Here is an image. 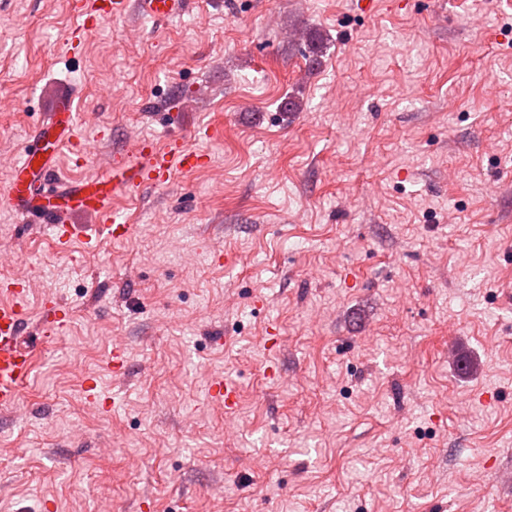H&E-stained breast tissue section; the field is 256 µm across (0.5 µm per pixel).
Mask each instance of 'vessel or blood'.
Listing matches in <instances>:
<instances>
[{"label": "vessel or blood", "instance_id": "vessel-or-blood-1", "mask_svg": "<svg viewBox=\"0 0 512 512\" xmlns=\"http://www.w3.org/2000/svg\"><path fill=\"white\" fill-rule=\"evenodd\" d=\"M191 2L144 0V10L153 20L165 21L184 15ZM128 4L129 0H90L80 27L82 34H89L104 20L123 15ZM72 105V95L61 96L41 121L23 147L20 159L11 165L7 194L12 208L24 218L51 225L59 245L88 235L87 227L69 223V215L106 214L111 200L164 184L175 171H189L204 163V154L191 149L186 138L176 137L161 147L152 142L139 144L135 157L114 160L110 178L99 188H91L86 181L61 182L56 172L59 152L63 146L74 144L76 138ZM8 294V301L0 303V409L19 406L35 365L32 350L22 341L27 291L12 288ZM209 394L226 413L235 411L238 390L234 384L212 378Z\"/></svg>", "mask_w": 512, "mask_h": 512}]
</instances>
